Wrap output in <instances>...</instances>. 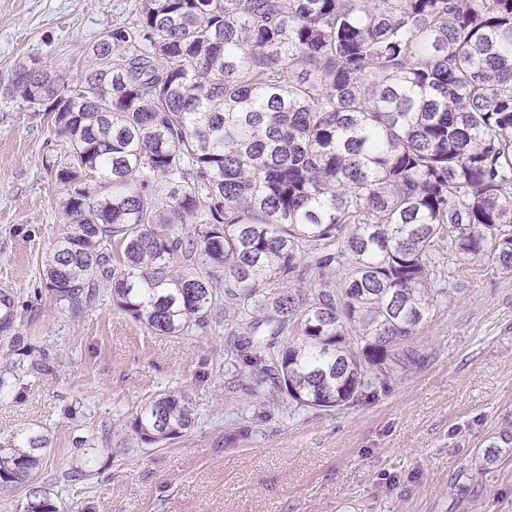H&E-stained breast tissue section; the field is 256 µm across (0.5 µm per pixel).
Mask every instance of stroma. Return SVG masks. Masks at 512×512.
<instances>
[{
    "label": "stroma",
    "mask_w": 512,
    "mask_h": 512,
    "mask_svg": "<svg viewBox=\"0 0 512 512\" xmlns=\"http://www.w3.org/2000/svg\"><path fill=\"white\" fill-rule=\"evenodd\" d=\"M138 0H0V436L50 437L35 483L61 512H512V456L477 449L512 437V270L437 257L439 295L416 363L375 400L332 413L265 409L234 369L223 316L156 336L112 303L80 314L56 301L42 262L63 231L64 190L45 169L65 141L10 91L38 59L71 78ZM184 394L195 424L154 447L130 426L157 394ZM81 471V480L69 475Z\"/></svg>",
    "instance_id": "obj_1"
}]
</instances>
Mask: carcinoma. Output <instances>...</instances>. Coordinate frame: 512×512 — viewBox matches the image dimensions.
Segmentation results:
<instances>
[{
    "instance_id": "cac0c4a2",
    "label": "carcinoma",
    "mask_w": 512,
    "mask_h": 512,
    "mask_svg": "<svg viewBox=\"0 0 512 512\" xmlns=\"http://www.w3.org/2000/svg\"><path fill=\"white\" fill-rule=\"evenodd\" d=\"M90 58L73 82L12 74L69 149L43 275L71 311L106 282L180 336L222 303L267 405L330 412L415 362L440 245L512 269V0H140ZM194 422L169 392L131 432ZM48 446L0 440L23 512H60L30 484Z\"/></svg>"
}]
</instances>
